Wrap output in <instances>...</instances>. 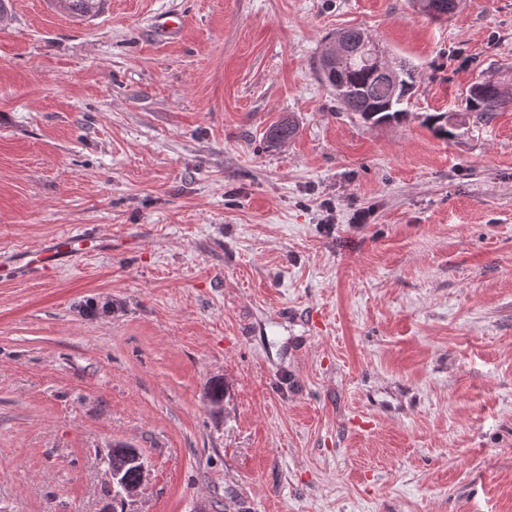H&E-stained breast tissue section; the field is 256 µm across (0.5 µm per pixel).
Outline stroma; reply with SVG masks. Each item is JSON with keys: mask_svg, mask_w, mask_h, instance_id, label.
<instances>
[{"mask_svg": "<svg viewBox=\"0 0 512 512\" xmlns=\"http://www.w3.org/2000/svg\"><path fill=\"white\" fill-rule=\"evenodd\" d=\"M11 2L0 253L112 250L0 275V512H102L119 445L124 512H512V105L424 123L512 70V0ZM347 27L418 69L400 122L319 80ZM419 9L434 19H442L444 16L453 14L458 6L459 0H416ZM297 134V124L291 115L283 116L267 133V143L270 147H279L293 139ZM88 243L98 251L111 252L112 238L102 239L84 233H65L40 241L33 248L17 251L0 259V272L7 275L27 272L58 271L70 266ZM121 451V453L124 455L125 466H136L137 469V478L135 472L127 468L125 470V474L129 480L123 479L122 474L124 472L125 466L121 468L119 466H112V462L115 464H121L122 455H120V453L117 451H113L112 455V450L109 453V467H112V469H109V474L111 477L110 484L112 485V495H114L118 501L121 500L123 503H126L128 499L137 495L139 489L143 485L146 478V466L143 463L142 457L136 448H122Z\"/></svg>", "mask_w": 512, "mask_h": 512, "instance_id": "obj_1", "label": "stroma"}]
</instances>
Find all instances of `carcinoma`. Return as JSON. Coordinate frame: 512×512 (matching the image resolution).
<instances>
[{
  "label": "carcinoma",
  "instance_id": "obj_1",
  "mask_svg": "<svg viewBox=\"0 0 512 512\" xmlns=\"http://www.w3.org/2000/svg\"><path fill=\"white\" fill-rule=\"evenodd\" d=\"M63 9L70 14L86 16L94 13L99 0H62ZM419 9L434 19L453 14L459 0H416ZM342 51L334 57L319 55L316 72L330 87L336 98L349 112L357 114L364 123L380 125L398 121L406 115L405 104L414 94L416 70L406 65L385 69L378 60L373 40L358 28L336 32ZM512 104V80L485 78L469 86L465 112H436L426 117V123L436 136L448 140L455 130L466 124L470 116L488 122L495 113ZM297 134L292 116L282 117L267 133V143L279 147Z\"/></svg>",
  "mask_w": 512,
  "mask_h": 512
}]
</instances>
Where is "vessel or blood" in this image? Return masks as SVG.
<instances>
[{"instance_id": "obj_1", "label": "vessel or blood", "mask_w": 512, "mask_h": 512, "mask_svg": "<svg viewBox=\"0 0 512 512\" xmlns=\"http://www.w3.org/2000/svg\"><path fill=\"white\" fill-rule=\"evenodd\" d=\"M100 251L112 249L108 239L94 238L83 233H65L40 241L36 246L17 251L0 259V272L15 274L21 271H58L70 266L87 244Z\"/></svg>"}]
</instances>
